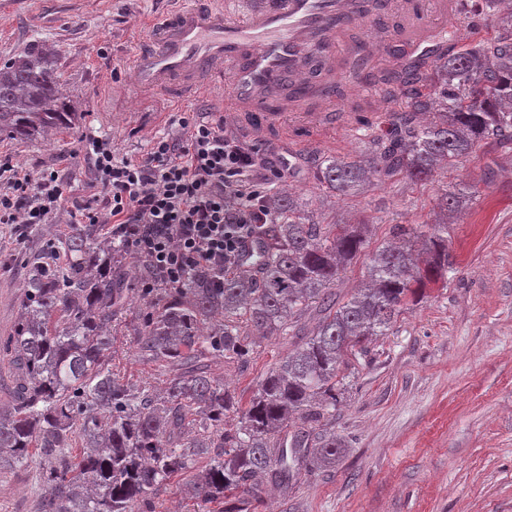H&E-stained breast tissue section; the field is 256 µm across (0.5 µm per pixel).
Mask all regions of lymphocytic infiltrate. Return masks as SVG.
Instances as JSON below:
<instances>
[{"mask_svg": "<svg viewBox=\"0 0 512 512\" xmlns=\"http://www.w3.org/2000/svg\"><path fill=\"white\" fill-rule=\"evenodd\" d=\"M178 125L179 133L158 135L138 160L116 158L100 137L88 152L113 233L172 286L194 270L223 277L266 223L265 191L282 175L273 154L258 153L223 120L188 115ZM65 193L57 171L32 175L1 162L0 224L15 223L21 211L27 223H44Z\"/></svg>", "mask_w": 512, "mask_h": 512, "instance_id": "obj_1", "label": "lymphocytic infiltrate"}]
</instances>
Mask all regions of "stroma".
<instances>
[{
    "mask_svg": "<svg viewBox=\"0 0 512 512\" xmlns=\"http://www.w3.org/2000/svg\"><path fill=\"white\" fill-rule=\"evenodd\" d=\"M167 0H0V60L32 44L52 46L74 124L19 139L0 134V158L29 173L58 171L67 199L36 232L0 230V337L21 314L23 263L75 221V202L93 205L103 231L112 214L97 203L83 137L105 136L118 157L139 159L155 136L176 131L179 109L166 95H137L130 55L149 20ZM389 117L385 98L365 99L341 86L336 127L323 139L295 130L305 158L290 157L278 186L299 199L321 224L367 223L363 249L338 275L333 290L346 301L365 281L373 254L393 240L392 227L413 229L421 247L436 224L448 225L454 265L425 282L388 335L346 356L343 391L323 431L345 445L333 463L311 462L299 477L271 484L251 512H512V142L486 140L431 180L399 175L340 198L319 186L310 161L321 155L362 157L361 126ZM456 194L445 214L439 199ZM141 256L122 260L130 286L112 325L109 363L119 383L164 394L174 367L162 368L140 350L135 319ZM295 336L246 337L248 361L209 359L211 375L245 406L267 374L298 344ZM45 488L37 461L0 468V512H37ZM156 512H219L192 499L184 476L161 487Z\"/></svg>",
    "mask_w": 512,
    "mask_h": 512,
    "instance_id": "35a3bbf8",
    "label": "stroma"
}]
</instances>
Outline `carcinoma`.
I'll return each instance as SVG.
<instances>
[{
    "label": "carcinoma",
    "mask_w": 512,
    "mask_h": 512,
    "mask_svg": "<svg viewBox=\"0 0 512 512\" xmlns=\"http://www.w3.org/2000/svg\"><path fill=\"white\" fill-rule=\"evenodd\" d=\"M503 2H482L501 29L496 39L452 50L428 72L367 74L375 86L400 88L388 98L395 112L370 134L368 160L314 159L320 185L347 196L374 173L422 181L512 132V9L503 12ZM48 56L35 44L0 63V131L29 139L71 126L74 113ZM419 112L433 120L418 122ZM267 206L256 246L223 283L193 271L137 315L141 350L180 367L163 397L117 383L108 364L112 321L128 292L120 260L129 242L109 238L102 260L95 225H76L28 263L22 315L4 345L13 379L8 404H0V464L26 463L39 449V478L51 492L38 512H154L160 487L184 473L195 498L247 512L262 500L261 475L288 478L310 456L334 461L344 451L334 433L312 442L314 423L336 410L343 357L365 337L387 335L423 275L448 273V238L433 234L421 254L403 244L378 251L368 285L330 305L329 286L363 248L368 225L310 223L281 190ZM60 254L63 267L55 263ZM315 303L325 314L311 337L266 376L239 424L224 428L236 402L208 375L207 356L244 364L241 337L286 336ZM78 438L82 452L74 455ZM210 448L209 463L194 468L193 457Z\"/></svg>",
    "instance_id": "cac0c4a2"
}]
</instances>
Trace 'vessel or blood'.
Instances as JSON below:
<instances>
[{
	"label": "vessel or blood",
	"instance_id": "b4317fda",
	"mask_svg": "<svg viewBox=\"0 0 512 512\" xmlns=\"http://www.w3.org/2000/svg\"><path fill=\"white\" fill-rule=\"evenodd\" d=\"M176 9L154 23L132 61V78L144 93L165 91L192 101L229 80L225 118L265 132L294 116L325 127L336 124L328 105L335 81L354 82L350 70L374 53L353 40L351 27L392 19L391 38L403 65L445 54L443 27L459 14V0H431L430 9L409 0H380L377 12L361 0H176Z\"/></svg>",
	"mask_w": 512,
	"mask_h": 512
}]
</instances>
